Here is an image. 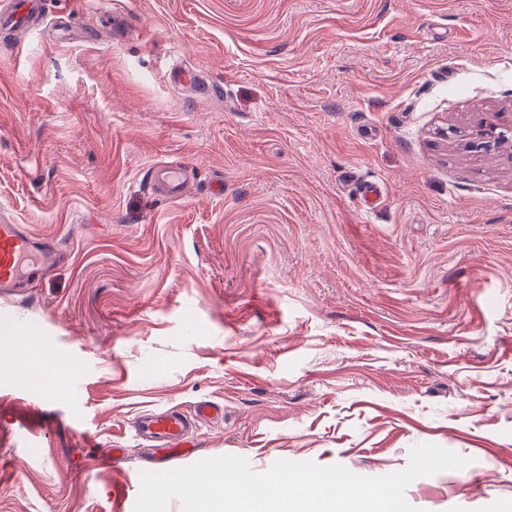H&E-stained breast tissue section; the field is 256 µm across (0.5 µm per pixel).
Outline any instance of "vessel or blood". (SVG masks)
I'll return each mask as SVG.
<instances>
[{"label":"vessel or blood","instance_id":"1","mask_svg":"<svg viewBox=\"0 0 512 512\" xmlns=\"http://www.w3.org/2000/svg\"><path fill=\"white\" fill-rule=\"evenodd\" d=\"M45 9L44 0H0V30L8 36L12 48H19V34L35 28ZM191 174L186 161L172 158L149 167L144 180L152 191L176 201L186 197ZM55 251L54 243L36 238L23 225L0 223V289L20 288L25 277L38 276V269L24 267L31 253H39L48 266L55 259ZM216 410L214 403L202 401L191 419L176 411L147 413L139 420L138 432L152 443L157 459L166 462L187 446L195 421L210 419Z\"/></svg>","mask_w":512,"mask_h":512}]
</instances>
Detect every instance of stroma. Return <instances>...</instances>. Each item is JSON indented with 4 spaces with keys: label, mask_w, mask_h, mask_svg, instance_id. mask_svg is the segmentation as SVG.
Wrapping results in <instances>:
<instances>
[{
    "label": "stroma",
    "mask_w": 512,
    "mask_h": 512,
    "mask_svg": "<svg viewBox=\"0 0 512 512\" xmlns=\"http://www.w3.org/2000/svg\"><path fill=\"white\" fill-rule=\"evenodd\" d=\"M492 126L512 0H55L0 45V220L63 253L0 292V329L37 338L0 343V512H134L141 472L225 455L382 476L420 444L469 463L414 480L418 512H512ZM171 155L178 202L140 182ZM48 360L61 382L32 375ZM201 400L223 421L156 464L138 416Z\"/></svg>",
    "instance_id": "obj_1"
}]
</instances>
